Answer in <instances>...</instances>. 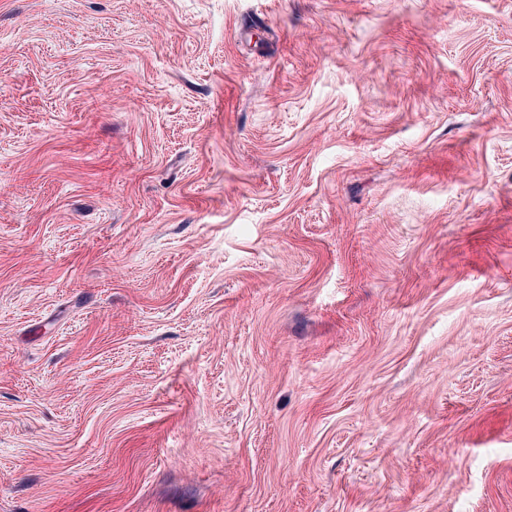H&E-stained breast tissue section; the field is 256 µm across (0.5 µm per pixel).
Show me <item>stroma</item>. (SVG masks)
<instances>
[{
    "label": "stroma",
    "mask_w": 512,
    "mask_h": 512,
    "mask_svg": "<svg viewBox=\"0 0 512 512\" xmlns=\"http://www.w3.org/2000/svg\"><path fill=\"white\" fill-rule=\"evenodd\" d=\"M0 512H512V0H0Z\"/></svg>",
    "instance_id": "stroma-1"
}]
</instances>
